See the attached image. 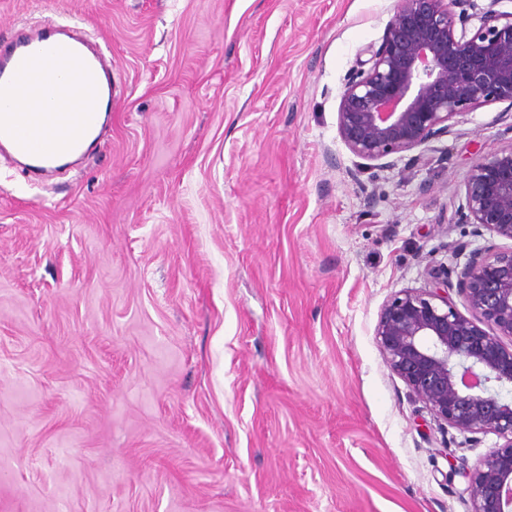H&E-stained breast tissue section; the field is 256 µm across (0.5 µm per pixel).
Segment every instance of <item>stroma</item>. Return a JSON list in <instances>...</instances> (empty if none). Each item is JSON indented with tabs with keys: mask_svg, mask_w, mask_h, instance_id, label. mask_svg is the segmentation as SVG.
Instances as JSON below:
<instances>
[{
	"mask_svg": "<svg viewBox=\"0 0 512 512\" xmlns=\"http://www.w3.org/2000/svg\"><path fill=\"white\" fill-rule=\"evenodd\" d=\"M395 0H0L112 52L107 135L0 155V512H470L469 448L387 366L383 304L454 265L480 106L351 176L345 78Z\"/></svg>",
	"mask_w": 512,
	"mask_h": 512,
	"instance_id": "obj_1",
	"label": "stroma"
}]
</instances>
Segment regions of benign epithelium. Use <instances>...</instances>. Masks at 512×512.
<instances>
[{
  "label": "benign epithelium",
  "instance_id": "obj_1",
  "mask_svg": "<svg viewBox=\"0 0 512 512\" xmlns=\"http://www.w3.org/2000/svg\"><path fill=\"white\" fill-rule=\"evenodd\" d=\"M476 0H395L371 57L348 74L340 140L352 175L395 165L449 132L448 121L491 103L512 107V12ZM462 185L472 236H489L463 265L383 305L375 341L385 362L435 421L471 445L504 440L472 466L461 459L471 512H512V144L476 159ZM455 291L468 314L448 294Z\"/></svg>",
  "mask_w": 512,
  "mask_h": 512
}]
</instances>
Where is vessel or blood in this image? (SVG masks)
<instances>
[{
	"instance_id": "obj_1",
	"label": "vessel or blood",
	"mask_w": 512,
	"mask_h": 512,
	"mask_svg": "<svg viewBox=\"0 0 512 512\" xmlns=\"http://www.w3.org/2000/svg\"><path fill=\"white\" fill-rule=\"evenodd\" d=\"M112 56L67 24L0 42V150L47 172L78 152L112 95Z\"/></svg>"
}]
</instances>
